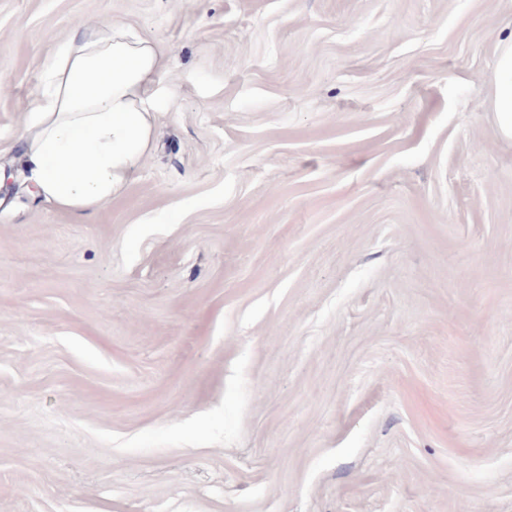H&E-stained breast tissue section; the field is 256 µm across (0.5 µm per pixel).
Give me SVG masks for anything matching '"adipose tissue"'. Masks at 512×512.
<instances>
[{"label": "adipose tissue", "instance_id": "1", "mask_svg": "<svg viewBox=\"0 0 512 512\" xmlns=\"http://www.w3.org/2000/svg\"><path fill=\"white\" fill-rule=\"evenodd\" d=\"M165 66L158 42L112 18L45 56V87L17 135L40 198L83 216L135 179L154 147ZM494 82L498 129L512 138V38L498 46Z\"/></svg>", "mask_w": 512, "mask_h": 512}]
</instances>
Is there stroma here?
Instances as JSON below:
<instances>
[{"instance_id": "1", "label": "stroma", "mask_w": 512, "mask_h": 512, "mask_svg": "<svg viewBox=\"0 0 512 512\" xmlns=\"http://www.w3.org/2000/svg\"><path fill=\"white\" fill-rule=\"evenodd\" d=\"M160 42L154 148L31 194L42 62ZM512 0H0V512H512ZM494 82L498 129L502 135L512 138V38L498 45Z\"/></svg>"}]
</instances>
